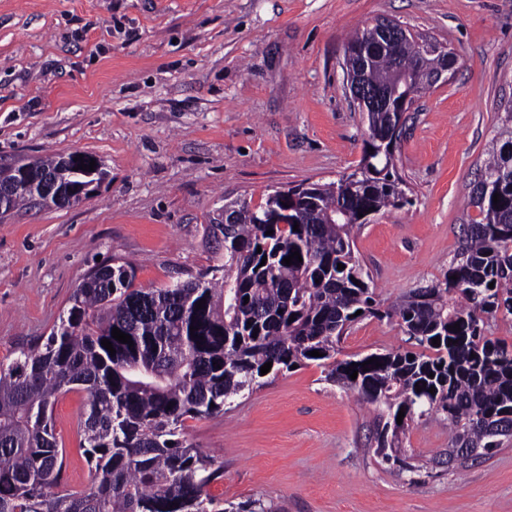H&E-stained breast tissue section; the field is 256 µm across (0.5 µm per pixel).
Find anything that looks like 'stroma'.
Wrapping results in <instances>:
<instances>
[{
    "label": "stroma",
    "mask_w": 512,
    "mask_h": 512,
    "mask_svg": "<svg viewBox=\"0 0 512 512\" xmlns=\"http://www.w3.org/2000/svg\"><path fill=\"white\" fill-rule=\"evenodd\" d=\"M393 19L448 45L447 82L416 99L396 150L409 204L371 217L354 252L387 308L442 279L472 184L512 100V0H0V168L80 151L106 174L67 207L0 219V360L43 342L97 264L136 266L158 288L216 265L208 226L225 202L328 184L354 170L367 122L346 91L347 37ZM396 320L366 317L339 343L358 359L405 348ZM85 394L54 407L61 486L91 468L77 429ZM378 406L309 364L268 374L182 439L218 453L221 504L276 512H512V444L448 470V433L416 420L420 469L374 453Z\"/></svg>",
    "instance_id": "stroma-1"
}]
</instances>
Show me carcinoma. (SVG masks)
<instances>
[{
	"instance_id": "1",
	"label": "carcinoma",
	"mask_w": 512,
	"mask_h": 512,
	"mask_svg": "<svg viewBox=\"0 0 512 512\" xmlns=\"http://www.w3.org/2000/svg\"><path fill=\"white\" fill-rule=\"evenodd\" d=\"M421 53L411 36L372 61L355 55L346 63L387 90L402 73L414 77L440 64ZM393 106L367 113L369 138L348 176L310 184L288 203L269 194L235 223L210 225L224 243V262L213 267L221 277L205 273L146 290L136 287L132 264L104 265L77 288L43 349L0 361V512H274L259 498L217 508L207 487L222 477L221 467L179 438L186 419L214 415L252 390L267 362L277 372L314 363L326 380L382 407L375 455L399 474L416 469L400 435L425 416L448 427V447L476 448L484 460L512 440L499 431L512 424V345L485 334L489 320L512 318V101L470 191L477 215L460 225L448 271L383 311L354 254L353 233L363 210L408 202L395 155L375 151L389 134ZM36 168L57 191L95 181L59 158ZM35 204L33 192L16 191L3 212ZM294 251L302 261L282 263ZM366 316L396 318L418 350L337 359L336 341ZM115 327L133 344L114 339ZM313 350L322 356L308 355ZM371 358L381 366L363 371ZM353 364L354 380L346 373ZM76 389L87 394L79 433L93 477L84 490L60 491L52 411L59 395Z\"/></svg>"
}]
</instances>
